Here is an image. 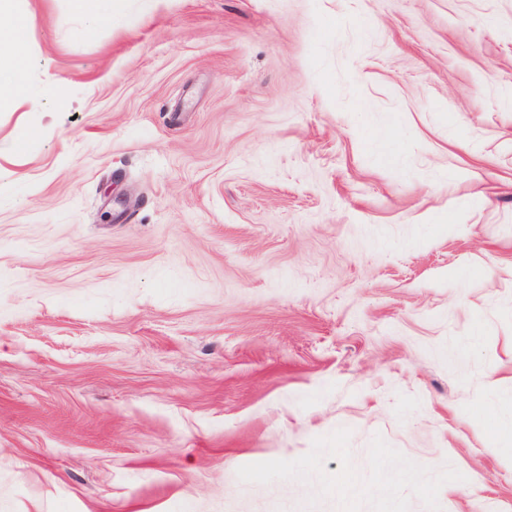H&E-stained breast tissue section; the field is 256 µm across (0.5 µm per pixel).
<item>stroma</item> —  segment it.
Here are the masks:
<instances>
[{
    "mask_svg": "<svg viewBox=\"0 0 512 512\" xmlns=\"http://www.w3.org/2000/svg\"><path fill=\"white\" fill-rule=\"evenodd\" d=\"M0 512H512V0H23ZM76 4L78 14L93 28L103 18L112 19V13L119 10L124 0H71Z\"/></svg>",
    "mask_w": 512,
    "mask_h": 512,
    "instance_id": "1",
    "label": "stroma"
}]
</instances>
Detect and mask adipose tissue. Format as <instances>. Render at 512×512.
Returning <instances> with one entry per match:
<instances>
[{
  "instance_id": "ef3b65f1",
  "label": "adipose tissue",
  "mask_w": 512,
  "mask_h": 512,
  "mask_svg": "<svg viewBox=\"0 0 512 512\" xmlns=\"http://www.w3.org/2000/svg\"><path fill=\"white\" fill-rule=\"evenodd\" d=\"M35 24V14L19 10L17 0H0V45L11 49L9 56L0 57V103L5 107L18 109L30 103L26 75L31 60L25 46Z\"/></svg>"
}]
</instances>
